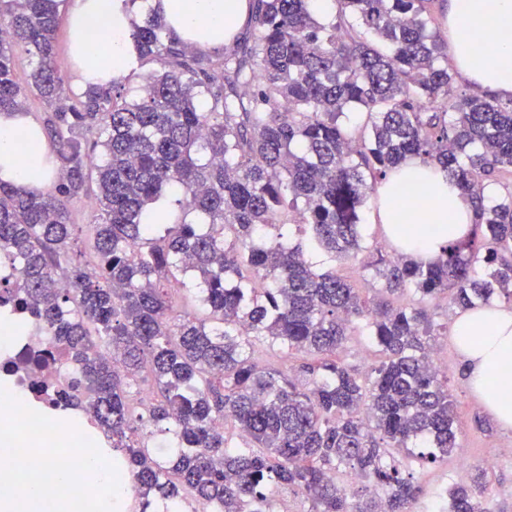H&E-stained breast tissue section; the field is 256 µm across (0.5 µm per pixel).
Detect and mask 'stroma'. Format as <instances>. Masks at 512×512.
<instances>
[{"label":"stroma","mask_w":512,"mask_h":512,"mask_svg":"<svg viewBox=\"0 0 512 512\" xmlns=\"http://www.w3.org/2000/svg\"><path fill=\"white\" fill-rule=\"evenodd\" d=\"M434 353L455 404L457 446L448 458L414 467L419 493L412 512H433L448 490L470 484L480 471L485 474L482 507L486 512H512V429L499 425L467 388L465 366L451 336L439 337ZM463 459L468 462L464 468L459 465Z\"/></svg>","instance_id":"obj_1"}]
</instances>
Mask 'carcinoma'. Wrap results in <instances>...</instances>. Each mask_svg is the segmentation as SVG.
I'll return each instance as SVG.
<instances>
[{"label":"carcinoma","mask_w":512,"mask_h":512,"mask_svg":"<svg viewBox=\"0 0 512 512\" xmlns=\"http://www.w3.org/2000/svg\"><path fill=\"white\" fill-rule=\"evenodd\" d=\"M63 2L0 0V111L37 95L51 153L34 137L24 150L35 175L57 173L49 189L0 180V252L18 267L0 308L78 365V393L126 458L141 512H178L187 492L215 512H280L281 491L306 512H411L418 486L394 451L423 465L456 447L432 311L444 298L462 310L512 302V190L483 205L484 181L512 171V99L452 94L437 0H336L326 19L311 0H254L245 45L212 51L154 12L132 27L160 64L136 99L115 80L76 91L55 65ZM360 110L358 137L345 119ZM407 158L440 166L478 203L469 238L427 264L362 243L368 193ZM92 180L89 268L74 258L67 204ZM166 193L200 222L146 223ZM294 223L309 245L290 242ZM311 249L361 261L379 296L317 269ZM186 274L204 317L174 310L167 283ZM407 292L416 303L397 302ZM355 320L386 355L364 373L336 358ZM259 344L312 359L263 365ZM145 371L155 390L141 407L131 392ZM482 478L450 489L448 512H483Z\"/></svg>","instance_id":"carcinoma-1"}]
</instances>
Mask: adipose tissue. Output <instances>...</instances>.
<instances>
[{"instance_id": "adipose-tissue-1", "label": "adipose tissue", "mask_w": 512, "mask_h": 512, "mask_svg": "<svg viewBox=\"0 0 512 512\" xmlns=\"http://www.w3.org/2000/svg\"><path fill=\"white\" fill-rule=\"evenodd\" d=\"M174 34L187 45L220 48L227 32L239 29L248 15V0H149ZM133 12L125 0H71L69 27L72 74L77 84L124 78L139 63L131 37ZM448 36L452 64L474 90L512 98V0H448ZM491 31L484 51H474L470 36ZM103 34L93 48L85 32ZM30 123L16 111L0 112V179L21 185H44L32 176L19 150ZM418 191L432 214L431 226L401 209L407 190ZM378 219L385 240L418 262H431L452 240L470 234L474 211L468 197L439 167L409 159L393 169L378 187ZM453 342L466 366V384L483 407L505 428H512V307L489 303L459 313Z\"/></svg>"}]
</instances>
